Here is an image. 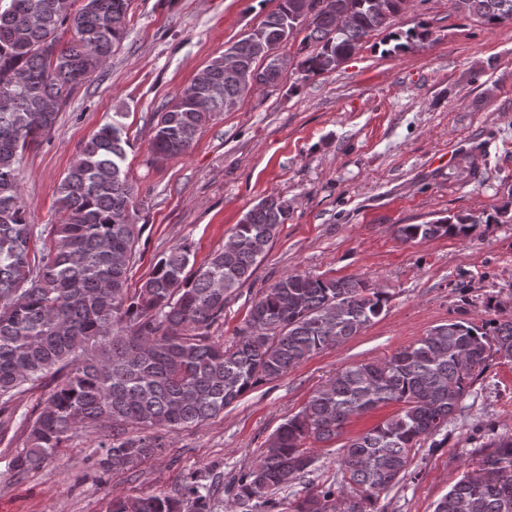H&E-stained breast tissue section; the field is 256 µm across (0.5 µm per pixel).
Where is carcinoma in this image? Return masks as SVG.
Wrapping results in <instances>:
<instances>
[{"label": "carcinoma", "instance_id": "carcinoma-1", "mask_svg": "<svg viewBox=\"0 0 512 512\" xmlns=\"http://www.w3.org/2000/svg\"><path fill=\"white\" fill-rule=\"evenodd\" d=\"M132 0H4L0 4V416L38 381L47 396L26 420L18 475L56 456L80 430L106 420L112 431L92 457L109 475L167 447L169 435L224 412L244 394L359 335L387 306L359 277L289 273L255 300L239 338L226 347L211 329L253 276L287 223L290 205L269 194L234 225L233 245L195 264L174 246L140 288L128 287L143 231L145 200L124 170L130 145L118 112L84 141L58 186L59 221L50 245L21 195L25 154L53 127L59 109L112 57L127 33ZM487 26L512 23V0H452ZM408 0H278L243 38L212 58L180 95L150 118L158 159L185 155L205 124L252 90L293 68L306 81L336 71L371 33L391 25ZM71 31L70 40L62 34ZM305 32L297 57L277 49ZM426 33L396 35L408 49ZM500 208L404 224V241L470 236L508 224ZM197 265L191 277L188 266ZM497 356L512 363V319L450 320L382 362L353 364L316 390L269 437L256 464L233 478L243 512H275L278 491L315 471L306 441L328 443L355 417L398 410L349 438L340 480L310 490L289 512H374L381 492L410 474L417 445L455 413L474 376ZM434 512H512V435L479 450ZM224 473H191L172 494L112 499V512H217Z\"/></svg>", "mask_w": 512, "mask_h": 512}]
</instances>
